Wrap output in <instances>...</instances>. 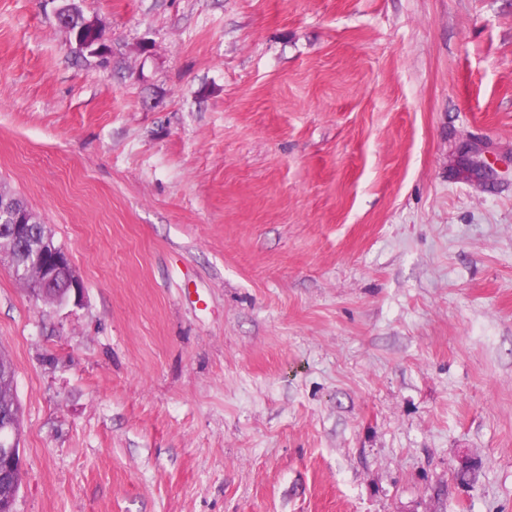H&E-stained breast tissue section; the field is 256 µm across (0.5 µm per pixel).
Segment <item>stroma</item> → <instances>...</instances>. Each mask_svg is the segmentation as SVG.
<instances>
[{"instance_id": "35a3bbf8", "label": "stroma", "mask_w": 512, "mask_h": 512, "mask_svg": "<svg viewBox=\"0 0 512 512\" xmlns=\"http://www.w3.org/2000/svg\"><path fill=\"white\" fill-rule=\"evenodd\" d=\"M0 0L14 512H512V0ZM11 194L19 206L24 209L29 207L22 198ZM24 209H18L9 198L3 195L2 189L0 190V231L7 228L11 241L9 248L7 242H0V258L7 256L15 273L16 251L24 250L23 244L29 237V226L30 224H36L34 228L37 239L45 235L51 238L42 242L35 250L36 252L32 254V257L36 261H41L42 264V288H36L40 283V268L36 265L25 264V266H19L17 273H15L16 278L30 289L36 288L32 293L37 298L60 291L65 295L64 300L60 303L69 301L72 295H74L75 300L82 292V284L70 263L67 253L52 240L54 237L47 225L38 224L36 216L28 209ZM57 285L66 288H55Z\"/></svg>"}]
</instances>
